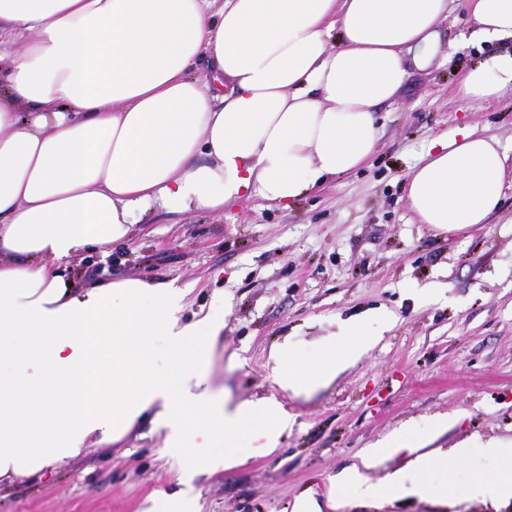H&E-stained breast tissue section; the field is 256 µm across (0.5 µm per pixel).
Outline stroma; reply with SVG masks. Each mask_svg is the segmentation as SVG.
<instances>
[{
    "label": "stroma",
    "instance_id": "obj_1",
    "mask_svg": "<svg viewBox=\"0 0 512 512\" xmlns=\"http://www.w3.org/2000/svg\"><path fill=\"white\" fill-rule=\"evenodd\" d=\"M470 28L466 0H455L435 62L411 69L380 105V138L363 167L289 209L249 199L220 214L158 210L126 243L70 262L77 283L173 281L185 290V321L223 316L205 383L184 372L177 391L233 404L278 399L293 420L278 448L208 472L192 452L170 456L146 414L120 440L1 489L0 512H161L175 499L182 512H295L306 497L326 506L343 471L378 483L404 466V454L362 465L367 448L403 425L422 431L446 416L433 442L442 449L471 436L512 438V188L487 223L459 234L415 223L406 199L412 166L458 124L512 148V92L489 105L455 95L468 67L502 49L470 43ZM376 313L390 316L387 327ZM352 317L381 330L377 343L329 386L283 391L266 366L270 348L290 340L314 352ZM338 512H512V499L401 496Z\"/></svg>",
    "mask_w": 512,
    "mask_h": 512
}]
</instances>
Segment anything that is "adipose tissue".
Instances as JSON below:
<instances>
[{
    "label": "adipose tissue",
    "mask_w": 512,
    "mask_h": 512,
    "mask_svg": "<svg viewBox=\"0 0 512 512\" xmlns=\"http://www.w3.org/2000/svg\"><path fill=\"white\" fill-rule=\"evenodd\" d=\"M453 0H0V484L36 480L89 439H121L152 413L166 450H197L219 471L240 446L276 448L291 418L273 398L193 402L177 373H203L223 320L184 322L174 283L132 278L73 289L81 249L128 239L155 210L218 213L243 199L290 207L363 166L377 108L436 55ZM475 42L508 48L468 68L460 100L512 91V0H467ZM209 59L211 82L193 67ZM512 175V154L472 128L428 148L407 176L416 223L463 232L485 223ZM166 337L172 371L155 369ZM344 321L316 355L269 352L276 383L299 396L332 383L370 348ZM223 454H209L215 437ZM403 427L368 450L404 467L374 484L359 472L340 499L379 502L462 492L512 497V438L465 439L449 452ZM496 462L486 478L482 461Z\"/></svg>",
    "instance_id": "adipose-tissue-1"
}]
</instances>
